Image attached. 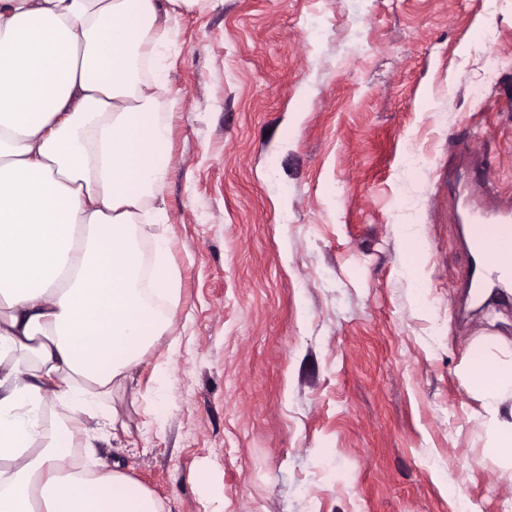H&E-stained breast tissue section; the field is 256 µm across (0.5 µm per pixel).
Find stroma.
<instances>
[{
  "label": "stroma",
  "mask_w": 512,
  "mask_h": 512,
  "mask_svg": "<svg viewBox=\"0 0 512 512\" xmlns=\"http://www.w3.org/2000/svg\"><path fill=\"white\" fill-rule=\"evenodd\" d=\"M170 55L180 300L80 466L164 512H512L463 369L512 362V303L460 288L455 218L471 141L472 206L512 201V0H205Z\"/></svg>",
  "instance_id": "obj_1"
}]
</instances>
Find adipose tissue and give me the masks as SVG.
Masks as SVG:
<instances>
[{"label":"adipose tissue","instance_id":"obj_1","mask_svg":"<svg viewBox=\"0 0 512 512\" xmlns=\"http://www.w3.org/2000/svg\"><path fill=\"white\" fill-rule=\"evenodd\" d=\"M197 2L0 0V512H162L119 471L61 462L115 425V384L180 298L161 105ZM469 363L485 452L512 461V368Z\"/></svg>","mask_w":512,"mask_h":512}]
</instances>
